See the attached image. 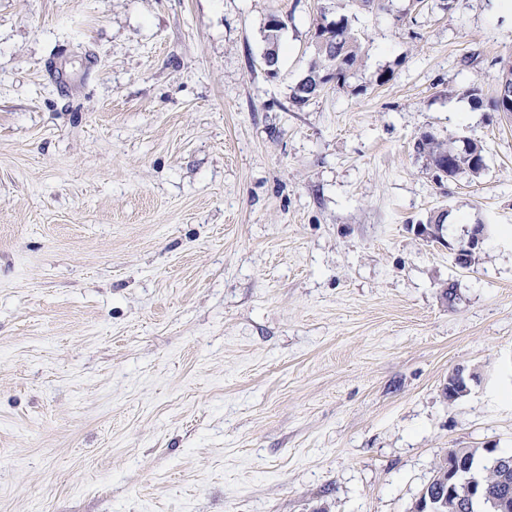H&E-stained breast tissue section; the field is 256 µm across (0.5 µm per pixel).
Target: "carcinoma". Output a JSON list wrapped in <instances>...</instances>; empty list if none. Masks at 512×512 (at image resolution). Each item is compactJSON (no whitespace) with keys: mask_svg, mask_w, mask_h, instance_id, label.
I'll use <instances>...</instances> for the list:
<instances>
[{"mask_svg":"<svg viewBox=\"0 0 512 512\" xmlns=\"http://www.w3.org/2000/svg\"><path fill=\"white\" fill-rule=\"evenodd\" d=\"M285 22L277 15L269 17L266 24V58L272 66L279 62L278 32ZM334 33L336 51L327 52L317 48L318 59L310 66L306 75L293 88L291 103L300 109L312 96L331 83H343L357 65L361 53V41L358 30L353 26L352 19L346 15L338 19L321 16L314 33L320 39L325 33ZM417 149L422 154L427 166L432 169L438 179L455 178L467 172L472 161L484 158V149L475 143L473 148L459 149L458 153H448V142L439 139L431 132H424L417 140ZM460 456L463 462L477 470L483 478L484 496L469 499L470 508L466 512H493L490 499L499 497L506 487L512 486V470L505 472L494 465L493 459L486 458L479 448H450L447 455L440 458L433 469L431 483L427 486L422 498L417 500L412 512H448V457Z\"/></svg>","mask_w":512,"mask_h":512,"instance_id":"1","label":"carcinoma"}]
</instances>
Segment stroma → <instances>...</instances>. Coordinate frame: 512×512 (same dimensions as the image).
<instances>
[{
    "label": "stroma",
    "mask_w": 512,
    "mask_h": 512,
    "mask_svg": "<svg viewBox=\"0 0 512 512\" xmlns=\"http://www.w3.org/2000/svg\"><path fill=\"white\" fill-rule=\"evenodd\" d=\"M343 14L359 67L292 107ZM508 60L502 0H0V512H411L512 449ZM284 26V20L281 19L278 15L270 16L266 24V31L268 34L266 35L267 48L265 51V58L268 60H273L271 66L276 68V70L271 74H275L277 72V65L279 62V43L277 33L282 30ZM469 142L473 145V149L461 148L457 154H448V142L439 139L431 132H423L417 140V149L425 157L427 166L435 172L438 179L442 180L468 173L467 168L473 160L478 170L483 169L485 157L483 147L475 142ZM482 158L483 165L480 166L479 161Z\"/></svg>",
    "instance_id": "1"
}]
</instances>
